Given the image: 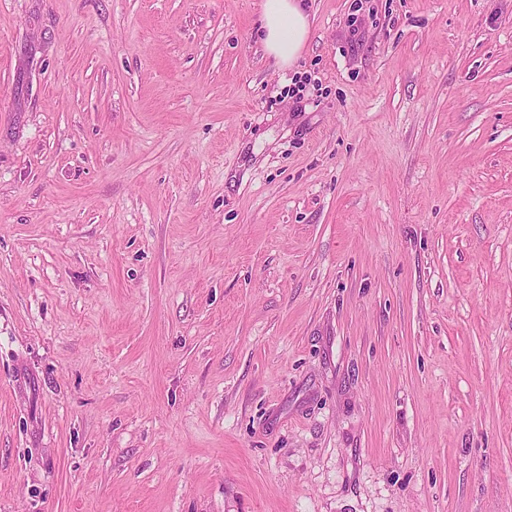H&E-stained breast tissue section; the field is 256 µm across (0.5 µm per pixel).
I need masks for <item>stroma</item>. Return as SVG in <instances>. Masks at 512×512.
Wrapping results in <instances>:
<instances>
[{
    "label": "stroma",
    "mask_w": 512,
    "mask_h": 512,
    "mask_svg": "<svg viewBox=\"0 0 512 512\" xmlns=\"http://www.w3.org/2000/svg\"><path fill=\"white\" fill-rule=\"evenodd\" d=\"M260 3L0 0V512H512V0ZM258 38L280 66L293 65L309 37L304 0H262Z\"/></svg>",
    "instance_id": "35a3bbf8"
}]
</instances>
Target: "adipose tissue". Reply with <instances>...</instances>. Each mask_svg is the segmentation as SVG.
<instances>
[{
	"instance_id": "1",
	"label": "adipose tissue",
	"mask_w": 512,
	"mask_h": 512,
	"mask_svg": "<svg viewBox=\"0 0 512 512\" xmlns=\"http://www.w3.org/2000/svg\"><path fill=\"white\" fill-rule=\"evenodd\" d=\"M304 0H262L258 38L280 66L293 65L309 37Z\"/></svg>"
}]
</instances>
